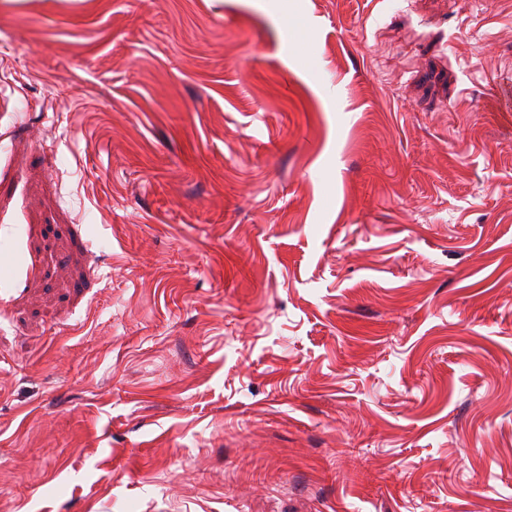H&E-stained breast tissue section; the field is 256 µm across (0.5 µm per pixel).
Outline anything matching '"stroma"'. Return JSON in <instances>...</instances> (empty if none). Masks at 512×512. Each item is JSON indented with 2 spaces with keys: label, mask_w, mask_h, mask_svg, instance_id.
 Returning a JSON list of instances; mask_svg holds the SVG:
<instances>
[{
  "label": "stroma",
  "mask_w": 512,
  "mask_h": 512,
  "mask_svg": "<svg viewBox=\"0 0 512 512\" xmlns=\"http://www.w3.org/2000/svg\"><path fill=\"white\" fill-rule=\"evenodd\" d=\"M512 0H0V512H512Z\"/></svg>",
  "instance_id": "1"
}]
</instances>
